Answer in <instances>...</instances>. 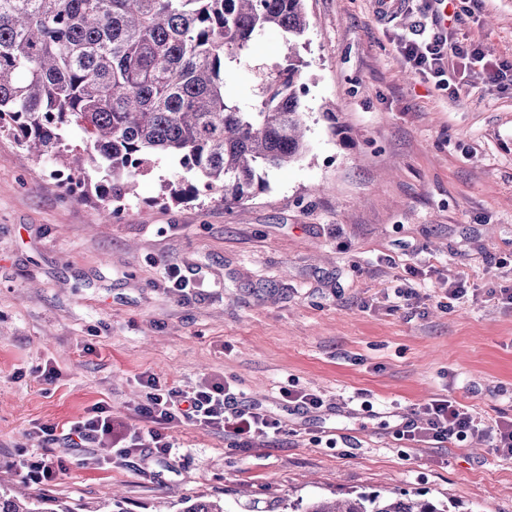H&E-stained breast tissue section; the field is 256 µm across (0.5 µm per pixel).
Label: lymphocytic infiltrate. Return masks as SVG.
I'll return each instance as SVG.
<instances>
[{"label": "lymphocytic infiltrate", "mask_w": 512, "mask_h": 512, "mask_svg": "<svg viewBox=\"0 0 512 512\" xmlns=\"http://www.w3.org/2000/svg\"><path fill=\"white\" fill-rule=\"evenodd\" d=\"M398 50L415 72L432 77L438 87L451 89L452 84L445 67L447 52L467 63L482 62L481 50L474 44L449 42L447 30H437L431 37L416 40L407 36L398 40ZM147 389L143 415L151 422L148 442L156 460L166 461L174 442L166 428L173 423H188L223 431L225 437L242 443L259 430L279 431L281 422L273 415L259 411L242 400L230 384L220 379L206 378L190 389L162 384L155 375L143 381ZM111 408L104 403L92 406L86 416L70 425L66 435L70 445L85 448L92 443H111L116 454L132 456L139 448L137 439L121 436ZM488 431L495 440L496 452L512 454V421L502 420L488 428H481L476 417L467 409L447 399H435L422 408L420 422L408 423L403 438L423 442L465 440L468 435Z\"/></svg>", "instance_id": "1"}]
</instances>
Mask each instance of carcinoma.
I'll return each mask as SVG.
<instances>
[{
    "mask_svg": "<svg viewBox=\"0 0 512 512\" xmlns=\"http://www.w3.org/2000/svg\"><path fill=\"white\" fill-rule=\"evenodd\" d=\"M309 26L304 0H0V136L32 161L80 178L103 171L95 222L164 157L192 178L167 183L171 200L208 196L240 206L266 177L309 150L302 112ZM288 53L250 97L225 87L267 32ZM294 512H448L429 501L357 494L313 497ZM0 512H81L47 494L0 489ZM179 512H226L197 500Z\"/></svg>",
    "mask_w": 512,
    "mask_h": 512,
    "instance_id": "carcinoma-1",
    "label": "carcinoma"
}]
</instances>
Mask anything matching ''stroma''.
<instances>
[{
	"mask_svg": "<svg viewBox=\"0 0 512 512\" xmlns=\"http://www.w3.org/2000/svg\"><path fill=\"white\" fill-rule=\"evenodd\" d=\"M455 5L458 38L512 62V0ZM435 9L415 0L386 24L374 0H305L309 151L241 209L162 203L176 169L161 159L120 218L97 224L93 195L67 194L51 162L0 138V486L87 512L115 492L124 512H178L197 498L290 512L357 493L512 512V457L490 437L399 436L400 413L440 397L512 419V81L488 82L475 65L451 95L412 71L397 38L431 25ZM283 54L282 34L268 32L227 72L229 90L249 96ZM172 264L186 291L168 280ZM454 280L467 293L451 302ZM45 366L54 383L39 377ZM146 373L184 388L224 379L283 429L238 447L181 424L165 463L34 434L99 402L123 432L145 433ZM284 387L322 408L289 410ZM41 455L64 471L26 483L20 463ZM89 456L98 465L83 466Z\"/></svg>",
	"mask_w": 512,
	"mask_h": 512,
	"instance_id": "obj_1",
	"label": "stroma"
}]
</instances>
